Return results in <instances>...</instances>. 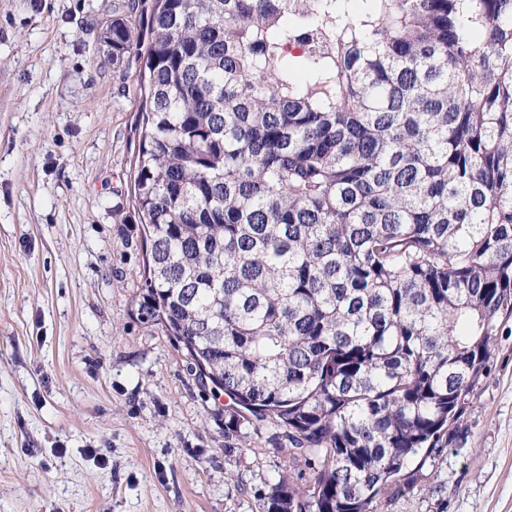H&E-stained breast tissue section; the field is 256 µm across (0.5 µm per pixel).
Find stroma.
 Instances as JSON below:
<instances>
[{"mask_svg":"<svg viewBox=\"0 0 512 512\" xmlns=\"http://www.w3.org/2000/svg\"><path fill=\"white\" fill-rule=\"evenodd\" d=\"M118 0H0V512H263L286 468L225 453L224 397L139 321L136 67ZM448 447L386 512H512V321Z\"/></svg>","mask_w":512,"mask_h":512,"instance_id":"obj_1","label":"stroma"}]
</instances>
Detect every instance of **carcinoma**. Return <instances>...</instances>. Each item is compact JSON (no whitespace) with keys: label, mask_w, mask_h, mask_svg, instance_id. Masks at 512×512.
Returning a JSON list of instances; mask_svg holds the SVG:
<instances>
[{"label":"carcinoma","mask_w":512,"mask_h":512,"mask_svg":"<svg viewBox=\"0 0 512 512\" xmlns=\"http://www.w3.org/2000/svg\"><path fill=\"white\" fill-rule=\"evenodd\" d=\"M127 8L138 318L288 463L265 512H378L512 319V0Z\"/></svg>","instance_id":"carcinoma-1"}]
</instances>
